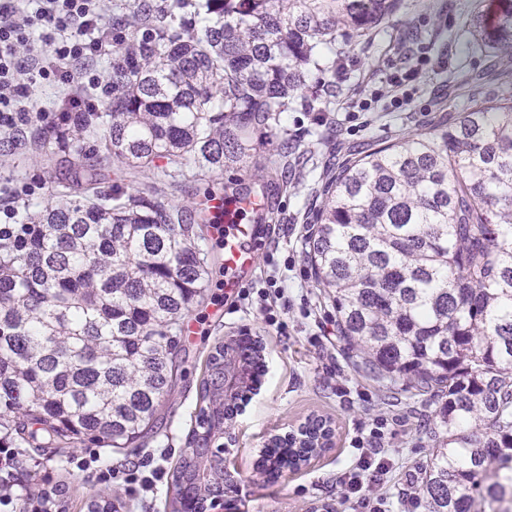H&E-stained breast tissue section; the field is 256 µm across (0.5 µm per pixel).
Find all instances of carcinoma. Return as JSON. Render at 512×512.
<instances>
[{"label": "carcinoma", "mask_w": 512, "mask_h": 512, "mask_svg": "<svg viewBox=\"0 0 512 512\" xmlns=\"http://www.w3.org/2000/svg\"><path fill=\"white\" fill-rule=\"evenodd\" d=\"M400 0H141L112 15V98L78 129L33 135L152 173L127 190L57 186L23 224L0 225V447L140 448L175 387L183 320L215 258L209 219L168 199L187 177L249 167L250 131L280 124L338 38L361 36ZM475 6V49L512 73V0ZM470 106L325 176L307 254L364 371L445 398L421 478L426 512L512 504V91L467 76ZM262 366L244 334L208 358L201 407L172 474L173 512H204L224 487L232 419L224 352ZM276 437L277 468L301 448ZM496 480L481 488L487 467Z\"/></svg>", "instance_id": "carcinoma-1"}]
</instances>
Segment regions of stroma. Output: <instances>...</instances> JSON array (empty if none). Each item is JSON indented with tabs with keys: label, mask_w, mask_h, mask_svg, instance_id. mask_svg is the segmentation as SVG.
Masks as SVG:
<instances>
[{
	"label": "stroma",
	"mask_w": 512,
	"mask_h": 512,
	"mask_svg": "<svg viewBox=\"0 0 512 512\" xmlns=\"http://www.w3.org/2000/svg\"><path fill=\"white\" fill-rule=\"evenodd\" d=\"M474 0H400L398 12L363 37L340 42L343 63L325 79L310 77L307 97L343 94L323 121H314L302 104L282 114L279 127L255 131L260 146L254 167L229 169L207 182L188 181L174 195L176 203L194 206L206 191H223L237 182L265 197L266 215L248 214L260 244L252 267L241 275L242 285L271 270L291 302L280 314L281 328L270 327L257 294L241 299L224 286L222 270H213L208 299L192 308L177 348L181 376L159 411L158 431L142 448H22L21 467L0 473V483L13 487L9 512L39 488L54 485L62 492L63 512H87L90 500L111 496L118 512H172V473L188 446L201 407L200 384L209 354L219 343L247 333L260 338L267 374L251 401L235 415L221 435L224 464L240 491L239 512H342V490L336 473L353 460L349 442L358 423L375 417L409 419V427L388 436L396 489L418 492L408 476L420 475L440 429V398L388 389L362 372L358 353L336 330V312L315 286L303 277L306 257L304 224L314 205L328 165L340 164L378 143L455 119L465 100L450 75L486 76L492 57L472 51L468 26ZM418 71L413 101L396 107L398 89L387 83L390 68ZM366 104L367 127L348 134L338 122L355 105ZM298 140L300 159L288 175L267 170L277 160L284 136ZM76 168L58 156L36 154L25 146L0 145V173L15 183L30 184L34 194L18 203L19 212L46 204L54 186L71 183ZM333 429L332 446L296 470L269 480L259 464L261 450L276 436L313 417ZM91 460L81 471L74 459Z\"/></svg>",
	"instance_id": "1"
}]
</instances>
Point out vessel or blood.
Segmentation results:
<instances>
[{
	"label": "vessel or blood",
	"mask_w": 512,
	"mask_h": 512,
	"mask_svg": "<svg viewBox=\"0 0 512 512\" xmlns=\"http://www.w3.org/2000/svg\"><path fill=\"white\" fill-rule=\"evenodd\" d=\"M197 208L210 219H224L225 285L229 288L239 287V274L252 265L257 248L252 241L253 231L250 225L236 223L234 214L228 213L224 196L220 193L204 194Z\"/></svg>",
	"instance_id": "vessel-or-blood-1"
}]
</instances>
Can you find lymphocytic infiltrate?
Returning a JSON list of instances; mask_svg holds the SVG:
<instances>
[{
  "label": "lymphocytic infiltrate",
  "mask_w": 512,
  "mask_h": 512,
  "mask_svg": "<svg viewBox=\"0 0 512 512\" xmlns=\"http://www.w3.org/2000/svg\"><path fill=\"white\" fill-rule=\"evenodd\" d=\"M102 0H0V139L13 144L47 113L78 126L92 111L101 86L100 66L112 57V29ZM51 85L56 99L34 98ZM382 424L355 436L358 454L337 474L348 512H389L385 487L391 467Z\"/></svg>",
  "instance_id": "obj_1"
}]
</instances>
